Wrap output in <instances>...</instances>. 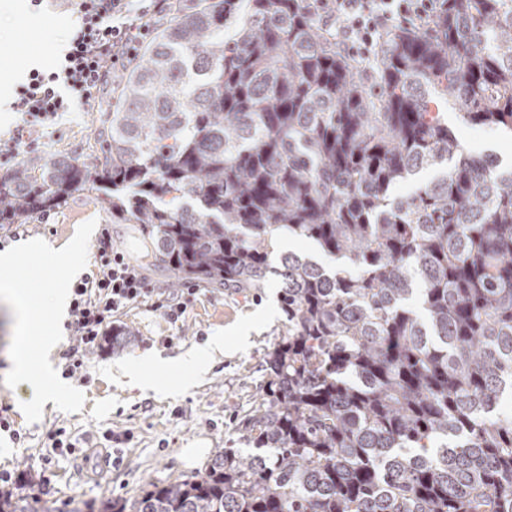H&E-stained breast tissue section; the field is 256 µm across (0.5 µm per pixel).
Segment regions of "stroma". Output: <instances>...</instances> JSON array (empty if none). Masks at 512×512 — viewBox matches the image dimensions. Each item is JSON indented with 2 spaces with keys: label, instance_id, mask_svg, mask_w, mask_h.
Listing matches in <instances>:
<instances>
[{
  "label": "stroma",
  "instance_id": "35a3bbf8",
  "mask_svg": "<svg viewBox=\"0 0 512 512\" xmlns=\"http://www.w3.org/2000/svg\"><path fill=\"white\" fill-rule=\"evenodd\" d=\"M11 2V9L0 13V73L12 94L28 63L42 69L60 63L78 13L58 0H47L36 14L29 13L26 0ZM445 119L471 152L491 153L502 165H512V133L464 125L450 111ZM100 130V113L73 106L19 145L14 156H0V172L59 156L88 161L99 152ZM91 219L109 231L116 249L140 261L144 247L134 225L113 223L107 210L83 195L63 208L0 226V252L35 238L63 247ZM279 291L275 277L246 295L201 287L176 319L149 299L119 310L112 326L132 334L134 344L105 345L88 354L71 381L85 396L82 410L66 413L49 401L35 423L20 408L26 388L4 382L14 316L0 301V405L6 406L11 425L0 432V478L12 490L34 496V512H88L105 498L131 502L148 483L168 484L202 472L218 449L240 445L241 419L285 321ZM216 336L224 339L223 357L181 389L183 374L171 370V363ZM60 428L65 445L57 448L52 434ZM91 448L103 449L104 459L88 456Z\"/></svg>",
  "mask_w": 512,
  "mask_h": 512
}]
</instances>
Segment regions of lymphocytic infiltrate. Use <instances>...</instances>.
I'll list each match as a JSON object with an SVG mask.
<instances>
[{
  "label": "lymphocytic infiltrate",
  "mask_w": 512,
  "mask_h": 512,
  "mask_svg": "<svg viewBox=\"0 0 512 512\" xmlns=\"http://www.w3.org/2000/svg\"><path fill=\"white\" fill-rule=\"evenodd\" d=\"M130 10L129 0H81V23L71 34L62 62L54 69H31L21 86L15 108L28 128L47 125L72 103L90 108L97 92L112 78L116 67L131 62L135 42L150 25L156 4ZM328 25L361 51L371 52L393 24L420 27L431 20L439 0H314ZM123 16L121 25L112 16ZM139 266L115 250L109 234L96 245L90 273L72 286L70 325L76 345L65 353V373L75 376L87 352L100 346L104 328L119 309L153 296Z\"/></svg>",
  "instance_id": "obj_1"
}]
</instances>
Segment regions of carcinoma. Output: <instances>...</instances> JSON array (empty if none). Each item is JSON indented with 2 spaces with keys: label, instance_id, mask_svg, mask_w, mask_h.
<instances>
[{
  "label": "carcinoma",
  "instance_id": "obj_1",
  "mask_svg": "<svg viewBox=\"0 0 512 512\" xmlns=\"http://www.w3.org/2000/svg\"><path fill=\"white\" fill-rule=\"evenodd\" d=\"M179 13L92 163L0 174V224L90 192L181 279L251 293L278 276L285 330L247 449L99 512H512V166L442 117L512 132V0H444L392 30L372 87L309 0ZM275 230L349 269L272 266ZM24 500L0 490V512Z\"/></svg>",
  "mask_w": 512,
  "mask_h": 512
}]
</instances>
